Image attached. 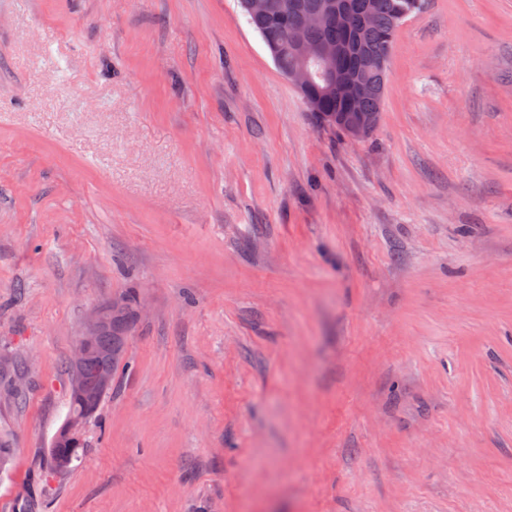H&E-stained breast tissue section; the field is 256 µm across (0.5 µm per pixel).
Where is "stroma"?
<instances>
[{
	"label": "stroma",
	"mask_w": 512,
	"mask_h": 512,
	"mask_svg": "<svg viewBox=\"0 0 512 512\" xmlns=\"http://www.w3.org/2000/svg\"><path fill=\"white\" fill-rule=\"evenodd\" d=\"M144 311L46 476L94 308ZM0 512H512V0H428L381 120L238 0H0Z\"/></svg>",
	"instance_id": "1"
}]
</instances>
